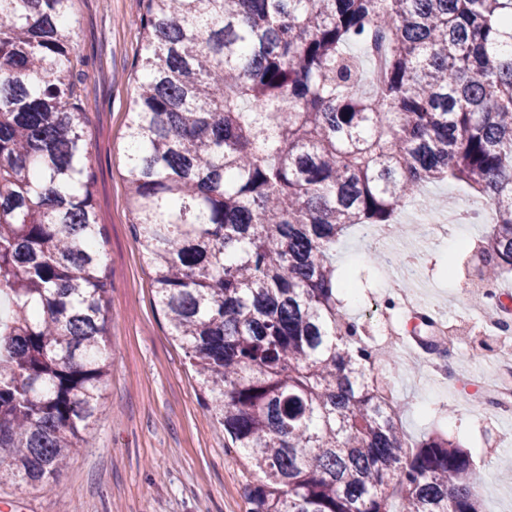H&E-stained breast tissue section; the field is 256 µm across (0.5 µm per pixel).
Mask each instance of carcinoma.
<instances>
[{"mask_svg":"<svg viewBox=\"0 0 512 512\" xmlns=\"http://www.w3.org/2000/svg\"><path fill=\"white\" fill-rule=\"evenodd\" d=\"M70 0H0V482L57 478L99 409L109 282ZM126 183L203 405L261 477L248 512H482L467 450L405 445L332 249L439 179L512 271V0H146ZM387 33L360 90L347 51Z\"/></svg>","mask_w":512,"mask_h":512,"instance_id":"1","label":"carcinoma"}]
</instances>
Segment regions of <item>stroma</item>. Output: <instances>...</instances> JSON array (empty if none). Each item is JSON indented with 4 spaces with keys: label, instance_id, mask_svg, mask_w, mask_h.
I'll use <instances>...</instances> for the list:
<instances>
[{
    "label": "stroma",
    "instance_id": "stroma-1",
    "mask_svg": "<svg viewBox=\"0 0 512 512\" xmlns=\"http://www.w3.org/2000/svg\"><path fill=\"white\" fill-rule=\"evenodd\" d=\"M144 0H72V36L84 64L80 92L83 130L96 174L95 197L111 287L105 338L108 373L99 411L59 477L37 487L0 483V502H20L25 512H247V482L257 480L224 428L202 405L195 373L154 302L153 271L135 239L127 206L126 125L138 61L144 54ZM377 246L364 225L336 243L337 272L353 285L349 316L362 319L381 301L392 276L373 259ZM452 251L432 245L413 295L435 300L457 316L469 295L466 269L448 274ZM419 351L404 340L388 381L406 408L400 421L407 442L437 431L470 451L484 512H512V416L473 408L467 387L439 381L419 385Z\"/></svg>",
    "mask_w": 512,
    "mask_h": 512
}]
</instances>
